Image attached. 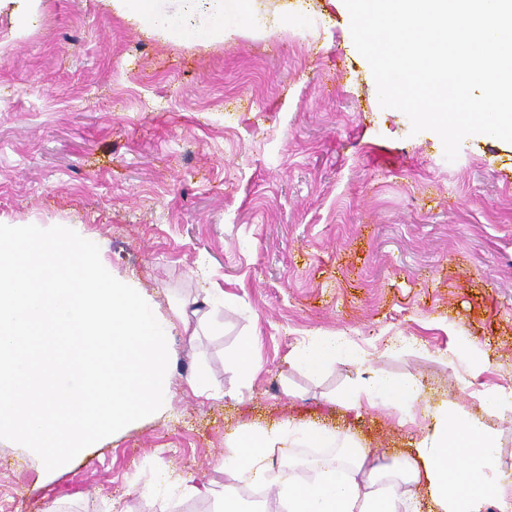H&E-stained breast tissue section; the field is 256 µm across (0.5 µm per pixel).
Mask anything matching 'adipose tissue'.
Listing matches in <instances>:
<instances>
[{"mask_svg":"<svg viewBox=\"0 0 512 512\" xmlns=\"http://www.w3.org/2000/svg\"><path fill=\"white\" fill-rule=\"evenodd\" d=\"M167 0H113L117 11L140 22L151 32L171 37L194 35L221 39L259 26L254 0H204L202 26L189 28L186 12L197 0H182L184 10L170 11ZM360 349L352 337L319 331L295 346L288 362L317 377L339 363H356ZM420 389L412 380H391L379 375L360 378L340 396L343 404L370 402L401 407L419 401ZM480 415L474 416L452 402L428 409L430 433L414 456L395 458L382 465L369 462V451L351 448L348 465L339 469L323 459L312 460L310 480L298 482L286 452L289 447L329 448L335 432L316 424L282 423L238 430L227 442L224 456V492L215 512H247L240 487L247 482L276 485L283 512H414L411 498L398 487L426 484L436 512H485L488 504L502 503L512 492V477L499 465V439L489 419L512 418V390L488 389L480 396ZM464 460L461 468L448 465L449 449Z\"/></svg>","mask_w":512,"mask_h":512,"instance_id":"ef3b65f1","label":"adipose tissue"}]
</instances>
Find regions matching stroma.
<instances>
[{"instance_id": "stroma-1", "label": "stroma", "mask_w": 512, "mask_h": 512, "mask_svg": "<svg viewBox=\"0 0 512 512\" xmlns=\"http://www.w3.org/2000/svg\"><path fill=\"white\" fill-rule=\"evenodd\" d=\"M256 6L268 30L208 42L145 33L110 0H35L30 24L0 9V224L95 238L162 316L227 296L221 333L173 329L162 416L51 472L0 440V512H214L237 428L320 424L383 460L413 455L426 405L474 413L512 389V143L474 135L447 161L381 108L342 0ZM316 330L351 336L360 362L293 368ZM251 332L243 379L224 361ZM464 336L484 366L458 357ZM199 367L206 397L184 382ZM368 372L416 379L422 401L337 406ZM161 472L210 493L153 497Z\"/></svg>"}]
</instances>
